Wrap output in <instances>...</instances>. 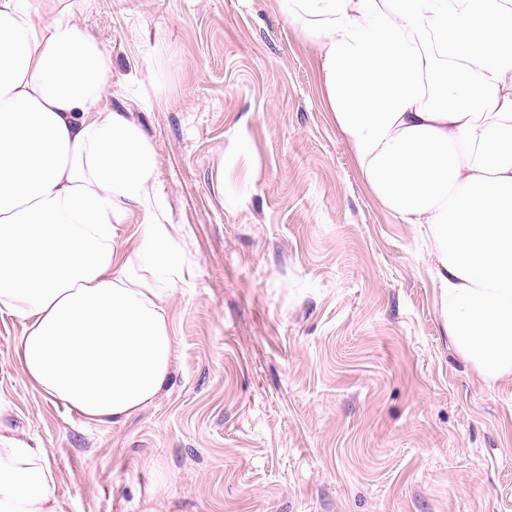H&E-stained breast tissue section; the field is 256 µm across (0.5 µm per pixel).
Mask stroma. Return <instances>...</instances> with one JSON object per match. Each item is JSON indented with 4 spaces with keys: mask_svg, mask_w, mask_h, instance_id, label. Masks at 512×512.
<instances>
[{
    "mask_svg": "<svg viewBox=\"0 0 512 512\" xmlns=\"http://www.w3.org/2000/svg\"><path fill=\"white\" fill-rule=\"evenodd\" d=\"M190 266L157 402L89 425L23 379L64 512H512V389L448 349L431 260L368 195L277 0H83Z\"/></svg>",
    "mask_w": 512,
    "mask_h": 512,
    "instance_id": "1",
    "label": "stroma"
}]
</instances>
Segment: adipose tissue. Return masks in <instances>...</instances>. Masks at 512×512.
<instances>
[{
  "label": "adipose tissue",
  "mask_w": 512,
  "mask_h": 512,
  "mask_svg": "<svg viewBox=\"0 0 512 512\" xmlns=\"http://www.w3.org/2000/svg\"><path fill=\"white\" fill-rule=\"evenodd\" d=\"M371 198L417 226L437 321L512 385V0H278ZM73 0H0V317L21 373L87 422L154 404L187 258L153 145L108 104V47ZM0 512H63L45 449L0 403Z\"/></svg>",
  "instance_id": "adipose-tissue-1"
}]
</instances>
